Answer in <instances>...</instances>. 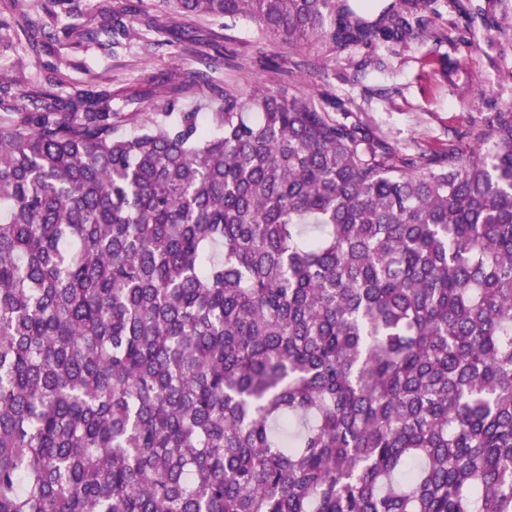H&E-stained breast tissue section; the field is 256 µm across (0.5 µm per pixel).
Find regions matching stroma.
Instances as JSON below:
<instances>
[{"label":"stroma","instance_id":"obj_1","mask_svg":"<svg viewBox=\"0 0 512 512\" xmlns=\"http://www.w3.org/2000/svg\"><path fill=\"white\" fill-rule=\"evenodd\" d=\"M404 44H283L243 18L185 17L170 0H0V116L30 91L110 92L118 134L156 112L208 127L224 92L275 87L358 121L414 157L467 147L512 112V0H431Z\"/></svg>","mask_w":512,"mask_h":512}]
</instances>
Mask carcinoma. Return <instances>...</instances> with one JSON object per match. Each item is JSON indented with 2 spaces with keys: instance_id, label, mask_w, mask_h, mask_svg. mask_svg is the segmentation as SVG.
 <instances>
[{
  "instance_id": "obj_1",
  "label": "carcinoma",
  "mask_w": 512,
  "mask_h": 512,
  "mask_svg": "<svg viewBox=\"0 0 512 512\" xmlns=\"http://www.w3.org/2000/svg\"><path fill=\"white\" fill-rule=\"evenodd\" d=\"M287 44L429 0H173ZM0 122V512H512V112L408 158L273 87Z\"/></svg>"
}]
</instances>
